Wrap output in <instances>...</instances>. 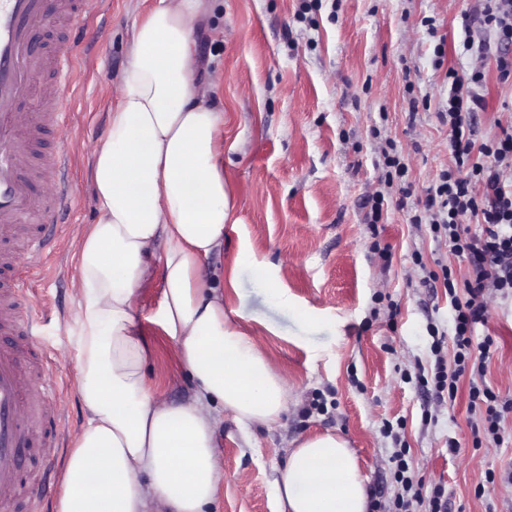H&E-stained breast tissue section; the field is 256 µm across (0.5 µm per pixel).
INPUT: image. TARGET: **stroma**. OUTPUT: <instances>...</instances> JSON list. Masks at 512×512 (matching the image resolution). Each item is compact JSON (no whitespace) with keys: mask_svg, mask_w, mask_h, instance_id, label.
<instances>
[{"mask_svg":"<svg viewBox=\"0 0 512 512\" xmlns=\"http://www.w3.org/2000/svg\"><path fill=\"white\" fill-rule=\"evenodd\" d=\"M152 0H106L103 9L67 37L75 57L71 144L65 184L76 205L59 220L53 251L40 258L36 297L46 318L36 340L49 352L58 399L70 431L85 421L73 351L77 235L97 218L90 182L91 149L108 133L113 82L128 61L139 12ZM474 0H214L212 23L223 39L197 38L198 56L216 84L224 111V171L235 198V223L224 227V250L213 265L236 267L224 291L230 322L258 339L288 382V408L278 424L243 428L225 418L218 434L224 493L214 512H277L275 482L294 440L330 431L348 441L369 492L391 496L392 442L397 423L413 476L443 484L448 512H512V445L472 444L467 383L454 403L424 421L425 400L405 373L431 365L428 324L452 332L443 288L423 284L436 259H449L406 211L389 207L373 226L366 214L377 188V148L389 139L402 153L413 200L451 161L449 131L436 114L448 99L447 71L466 77L475 58L461 46V15ZM444 43L442 65L434 47ZM478 92L477 139L497 134L512 116V83L501 82L495 60L484 65ZM389 259H381V249ZM424 264L416 266L413 252ZM249 252L264 260L288 294V306L256 287ZM161 298L153 281L142 290L137 322L154 349L150 373L169 401L193 393L173 358V345L152 323ZM398 315H391V303ZM478 335L495 349L487 379L512 396V299H491ZM460 444L448 453L449 439ZM496 480L487 483L485 475Z\"/></svg>","mask_w":512,"mask_h":512,"instance_id":"35a3bbf8","label":"stroma"}]
</instances>
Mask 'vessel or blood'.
Here are the masks:
<instances>
[{
	"label": "vessel or blood",
	"instance_id": "obj_1",
	"mask_svg": "<svg viewBox=\"0 0 512 512\" xmlns=\"http://www.w3.org/2000/svg\"><path fill=\"white\" fill-rule=\"evenodd\" d=\"M104 0H0V512H13L29 477L22 468L28 450H41V466L56 473L60 460L46 452L43 420L57 412L56 387L49 367L33 362L29 350L43 319V305L33 298L38 275L34 258L51 247L32 225L56 227L59 216L74 207L64 193L35 195L33 181L63 176L70 150L59 144L40 169L18 168V156H31L43 128L66 127L73 58L70 50L53 58L32 53L34 30L50 19L78 25L100 11ZM54 79L42 82L44 70Z\"/></svg>",
	"mask_w": 512,
	"mask_h": 512
}]
</instances>
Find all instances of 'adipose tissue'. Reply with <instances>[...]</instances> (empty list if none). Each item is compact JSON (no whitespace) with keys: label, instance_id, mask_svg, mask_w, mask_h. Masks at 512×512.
<instances>
[{"label":"adipose tissue","instance_id":"obj_1","mask_svg":"<svg viewBox=\"0 0 512 512\" xmlns=\"http://www.w3.org/2000/svg\"><path fill=\"white\" fill-rule=\"evenodd\" d=\"M210 0H156L136 24L92 150L98 217L82 232L72 334L85 423L75 434L55 512H205L224 482L217 431L275 425L288 384L261 344L225 318L223 285L205 264L224 247L233 206L224 114L202 82L194 35ZM162 262L154 322L195 391L171 403L148 382L151 346L136 322ZM278 512H367L347 442L332 432L292 448L276 482Z\"/></svg>","mask_w":512,"mask_h":512}]
</instances>
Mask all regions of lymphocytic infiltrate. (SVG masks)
Wrapping results in <instances>:
<instances>
[{"mask_svg": "<svg viewBox=\"0 0 512 512\" xmlns=\"http://www.w3.org/2000/svg\"><path fill=\"white\" fill-rule=\"evenodd\" d=\"M494 31L493 44H475L473 17ZM462 45L477 57L494 56L501 80L512 79V0H476L473 13L462 18ZM448 100L438 119L450 131L451 162L426 190L420 207L410 218L415 227H427L433 240L448 246L452 255L465 262L467 271L457 274L453 265L439 263L425 281L441 285L453 311L452 334L430 326L431 353L435 358L431 376H420L421 385L434 403L455 400L461 378L469 380L470 425L474 447L505 442L502 421L512 413V397L501 395L486 381L487 361L494 344L491 336L476 338V325L487 320L490 295L512 297V119L499 134L477 143L475 112L483 108L475 85L484 79L482 69L469 78L448 72ZM382 165L378 188L371 197L369 223L382 221L389 205L405 206L412 195L407 166L394 144L380 147ZM477 221L476 230L463 229L461 217ZM452 345L453 358L445 360L443 348ZM405 448L391 456L393 478L399 486L392 503L373 500L371 512H448L442 486L430 488L408 476Z\"/></svg>", "mask_w": 512, "mask_h": 512, "instance_id": "lymphocytic-infiltrate-1", "label": "lymphocytic infiltrate"}]
</instances>
